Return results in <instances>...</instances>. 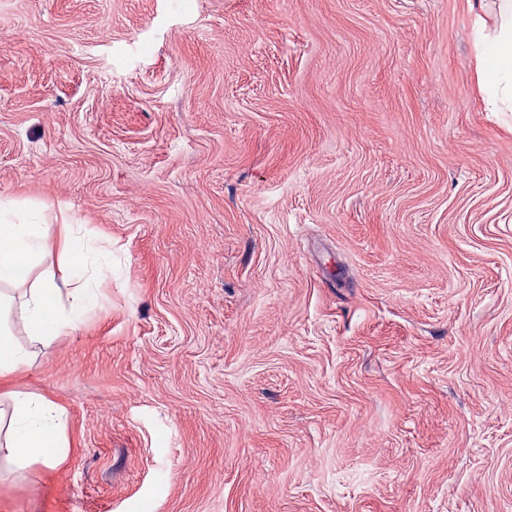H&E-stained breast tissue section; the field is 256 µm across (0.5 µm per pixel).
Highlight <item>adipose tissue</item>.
I'll list each match as a JSON object with an SVG mask.
<instances>
[{"instance_id": "adipose-tissue-1", "label": "adipose tissue", "mask_w": 512, "mask_h": 512, "mask_svg": "<svg viewBox=\"0 0 512 512\" xmlns=\"http://www.w3.org/2000/svg\"><path fill=\"white\" fill-rule=\"evenodd\" d=\"M479 33L476 55L478 86L491 112H512V0H490L476 14ZM75 224L62 227L61 248L76 282L61 293L53 276L42 278L23 296V319L30 336L59 335L74 328L84 317L95 295L89 272L103 274L107 266L91 242L75 243ZM47 249V227L39 215L23 214L0 198V285H26L32 269ZM13 418L4 446L18 468L39 464L47 468L65 457V423L62 413L38 394L11 395Z\"/></svg>"}]
</instances>
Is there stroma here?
I'll use <instances>...</instances> for the list:
<instances>
[{
  "mask_svg": "<svg viewBox=\"0 0 512 512\" xmlns=\"http://www.w3.org/2000/svg\"><path fill=\"white\" fill-rule=\"evenodd\" d=\"M472 0H0V198L112 251L0 385V512H512V112ZM10 397L14 414L0 450L5 448L18 469L30 464L58 465L67 451L62 412L35 393L11 392Z\"/></svg>",
  "mask_w": 512,
  "mask_h": 512,
  "instance_id": "obj_1",
  "label": "stroma"
}]
</instances>
